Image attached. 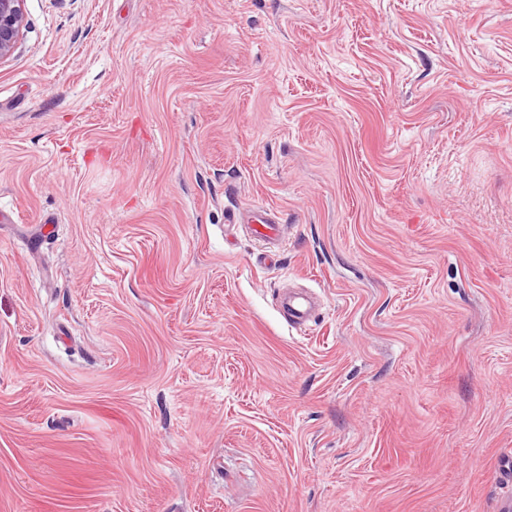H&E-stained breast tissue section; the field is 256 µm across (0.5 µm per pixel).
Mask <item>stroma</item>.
<instances>
[{"mask_svg":"<svg viewBox=\"0 0 512 512\" xmlns=\"http://www.w3.org/2000/svg\"><path fill=\"white\" fill-rule=\"evenodd\" d=\"M25 10L0 208L54 224L0 223V512H497L512 0ZM228 224H243L249 236L256 242L267 246L270 252L278 249L282 241V227L279 217L264 207L252 209L248 215L240 218L232 212L228 215ZM286 309L290 324L304 325L313 317L315 303L307 293L293 292L288 297Z\"/></svg>","mask_w":512,"mask_h":512,"instance_id":"35a3bbf8","label":"stroma"}]
</instances>
